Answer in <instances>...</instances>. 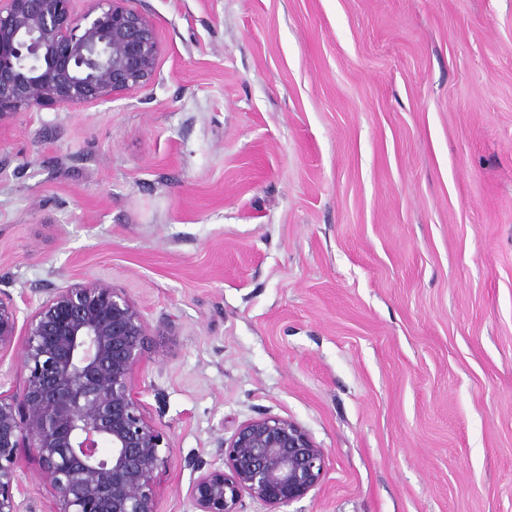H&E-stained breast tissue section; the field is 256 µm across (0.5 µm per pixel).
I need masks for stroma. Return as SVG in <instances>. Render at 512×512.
Masks as SVG:
<instances>
[{"instance_id":"stroma-1","label":"stroma","mask_w":512,"mask_h":512,"mask_svg":"<svg viewBox=\"0 0 512 512\" xmlns=\"http://www.w3.org/2000/svg\"><path fill=\"white\" fill-rule=\"evenodd\" d=\"M163 52L0 128V291L105 277L157 329V512L262 415L284 512H512V0H131Z\"/></svg>"}]
</instances>
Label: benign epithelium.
I'll list each match as a JSON object with an SVG mask.
<instances>
[{
  "label": "benign epithelium",
  "instance_id": "7a95c632",
  "mask_svg": "<svg viewBox=\"0 0 512 512\" xmlns=\"http://www.w3.org/2000/svg\"><path fill=\"white\" fill-rule=\"evenodd\" d=\"M0 0V127L20 112L77 111L132 96L156 78L163 51L129 0ZM155 329L111 280L51 288L18 328L0 294V358L18 348L26 372L0 394V512H29L20 449L39 466L51 512H157L159 449L134 374ZM225 468L201 473L196 512H239L243 494L280 508L317 489L329 458L296 422L260 416L226 443Z\"/></svg>",
  "mask_w": 512,
  "mask_h": 512
}]
</instances>
